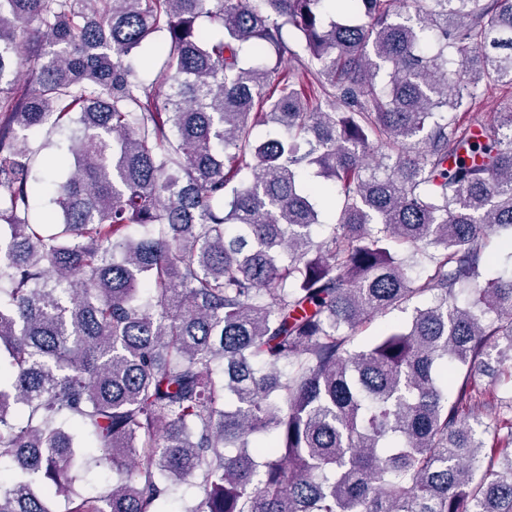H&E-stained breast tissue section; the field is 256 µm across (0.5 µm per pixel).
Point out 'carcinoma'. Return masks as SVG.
<instances>
[{
    "instance_id": "obj_1",
    "label": "carcinoma",
    "mask_w": 512,
    "mask_h": 512,
    "mask_svg": "<svg viewBox=\"0 0 512 512\" xmlns=\"http://www.w3.org/2000/svg\"><path fill=\"white\" fill-rule=\"evenodd\" d=\"M325 2L0 0V512H512V0ZM164 62V54L162 50L156 48L148 53L140 62L137 63L135 74L139 81L146 84L151 83ZM510 110L512 111V87L504 86L489 90L471 108L461 112L465 121L477 123L486 120L493 112H508ZM71 135V126L63 129L51 128L50 124L35 131L30 140V146L38 151L34 174L38 179L34 191L30 197L31 221L35 224H46L45 216L49 209V184L48 180L55 175L48 165L50 157L66 153ZM117 475L112 474L102 465L93 462L86 463L79 479L73 486V492L78 494L104 493L112 486V481L117 480Z\"/></svg>"
}]
</instances>
